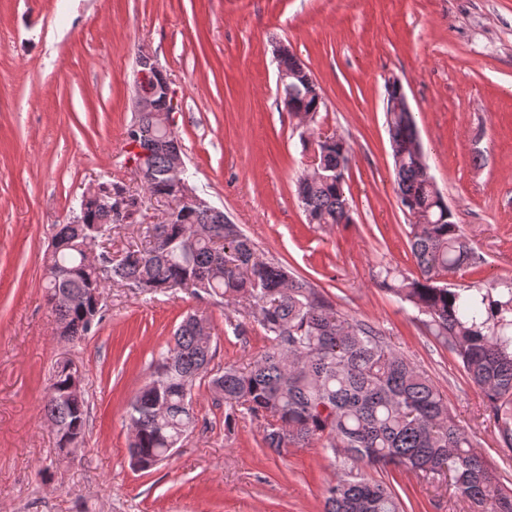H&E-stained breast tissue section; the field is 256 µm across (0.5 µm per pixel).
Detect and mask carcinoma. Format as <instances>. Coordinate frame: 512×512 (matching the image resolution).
Wrapping results in <instances>:
<instances>
[{"instance_id": "1", "label": "carcinoma", "mask_w": 512, "mask_h": 512, "mask_svg": "<svg viewBox=\"0 0 512 512\" xmlns=\"http://www.w3.org/2000/svg\"><path fill=\"white\" fill-rule=\"evenodd\" d=\"M282 95L283 106L300 110L303 122L312 121L310 111L322 105L317 87L302 76L283 87ZM398 96L397 86L386 85V124L399 199L415 218L410 248L421 276L399 280L383 266L380 285L426 317L437 341L482 392L501 447L512 451V284L467 289L443 281L464 266L480 265L482 258L431 188L426 165L412 150L418 141L415 117L396 111ZM145 130L165 136V130L143 116L129 126L127 138ZM318 148L324 176L301 177L298 198L310 222L347 224L351 214L344 172L350 148L334 136ZM167 164V156L158 152L152 169L142 176L151 195L165 193L177 200L167 223L154 226L145 251L130 252L117 264L106 253L99 267L84 264L86 244L141 207L140 198L117 183L111 185L112 210L92 198L81 223L63 224L54 235L44 280L59 338L75 343L99 324L110 282L146 294L191 288L245 303L271 346L243 369L226 366L214 374L211 389L224 403L225 425L245 412L263 419L264 441L276 453L323 442L338 469L325 489L324 512H404L392 486L365 477L359 472L362 465L444 475L475 512H512V490L503 487L483 452L456 424L433 380L393 351L378 328L340 314L307 280L258 258L238 225L218 223L205 208L184 201L196 187L168 184ZM59 293L68 296V304H56ZM212 358V337L183 320L131 405L135 468L158 465L168 449L193 432V388ZM71 366L69 360L57 364L43 406L46 420L64 431L57 437L61 450L84 437L88 422L84 392L72 390Z\"/></svg>"}]
</instances>
